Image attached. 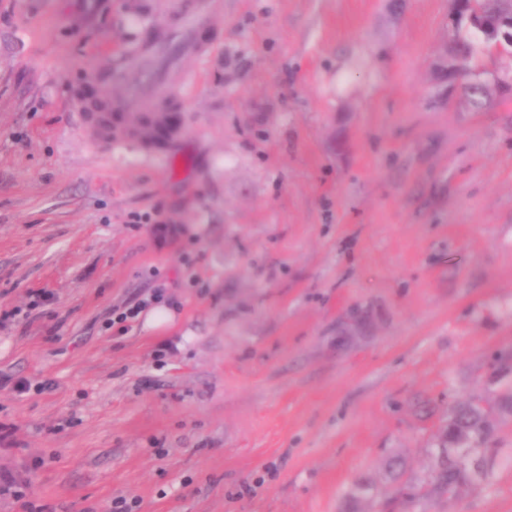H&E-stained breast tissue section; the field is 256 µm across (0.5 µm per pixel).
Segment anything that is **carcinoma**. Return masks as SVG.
Wrapping results in <instances>:
<instances>
[{"label": "carcinoma", "instance_id": "carcinoma-1", "mask_svg": "<svg viewBox=\"0 0 512 512\" xmlns=\"http://www.w3.org/2000/svg\"><path fill=\"white\" fill-rule=\"evenodd\" d=\"M483 12H507L512 0H477ZM500 35L480 29L466 20L453 26L439 61L448 63V80L457 82L460 94L476 109L490 105L496 85L486 79L484 57L498 50ZM493 409L473 399L456 406L448 426L432 449L435 467L422 480L426 496L452 497L462 489L478 490L492 479L490 463L498 454L491 416Z\"/></svg>", "mask_w": 512, "mask_h": 512}]
</instances>
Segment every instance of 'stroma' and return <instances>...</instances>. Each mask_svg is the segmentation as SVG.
Returning <instances> with one entry per match:
<instances>
[{"label": "stroma", "instance_id": "35a3bbf8", "mask_svg": "<svg viewBox=\"0 0 512 512\" xmlns=\"http://www.w3.org/2000/svg\"><path fill=\"white\" fill-rule=\"evenodd\" d=\"M450 6L216 0L150 153L83 98L176 0H0V512H410L512 384V93L431 101Z\"/></svg>", "mask_w": 512, "mask_h": 512}]
</instances>
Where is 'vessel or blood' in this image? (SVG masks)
<instances>
[{
    "label": "vessel or blood",
    "mask_w": 512,
    "mask_h": 512,
    "mask_svg": "<svg viewBox=\"0 0 512 512\" xmlns=\"http://www.w3.org/2000/svg\"><path fill=\"white\" fill-rule=\"evenodd\" d=\"M212 7V0H192L181 9L178 25H156L154 35L139 45L124 71H116L109 62L102 65L94 77L95 85L107 96L113 87H120V109L160 111L165 100L179 98L181 89L192 81L178 68L176 54H209V46L198 39L197 31Z\"/></svg>",
    "instance_id": "obj_1"
}]
</instances>
